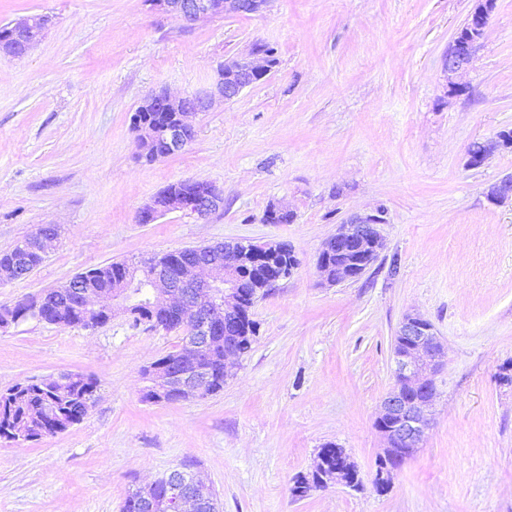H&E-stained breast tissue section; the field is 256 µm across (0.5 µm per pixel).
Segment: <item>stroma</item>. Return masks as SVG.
Listing matches in <instances>:
<instances>
[{
    "mask_svg": "<svg viewBox=\"0 0 512 512\" xmlns=\"http://www.w3.org/2000/svg\"><path fill=\"white\" fill-rule=\"evenodd\" d=\"M475 5L272 0L187 26L144 0H0V25L51 19L26 55L0 51V252L38 225L62 229L41 266L0 284V306L90 268L204 244L285 242L298 258L256 303L251 351L204 399L143 401V369L182 335L130 315L95 329L30 319L0 330V391L62 372L99 382L65 432L0 438V512H120L188 461L220 512H512V385L498 379L512 364V202L486 197L512 175V149L467 164L473 142L512 129V0H495L466 89L452 96L443 60ZM256 44L273 49L271 72L196 117L184 150L142 158L132 124L142 100L195 91ZM184 179L223 188V207L139 223L152 196ZM273 206L293 223H268ZM376 211L378 259L322 284L323 242ZM409 313L433 325L445 365L431 427L380 493L374 422ZM329 442L361 489L292 497Z\"/></svg>",
    "mask_w": 512,
    "mask_h": 512,
    "instance_id": "obj_1",
    "label": "stroma"
}]
</instances>
